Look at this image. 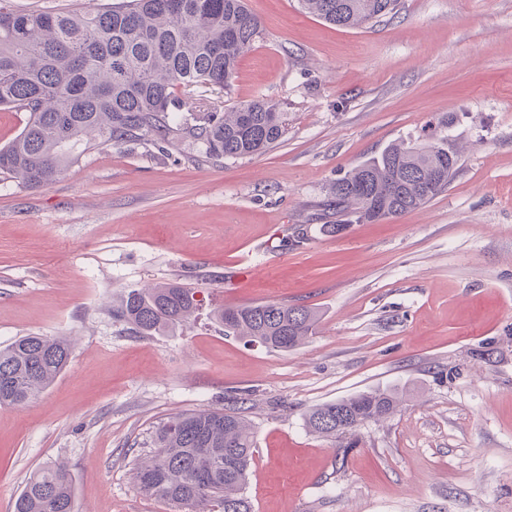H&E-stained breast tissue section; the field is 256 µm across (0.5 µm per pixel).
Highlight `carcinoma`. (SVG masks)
I'll return each mask as SVG.
<instances>
[{"mask_svg":"<svg viewBox=\"0 0 512 512\" xmlns=\"http://www.w3.org/2000/svg\"><path fill=\"white\" fill-rule=\"evenodd\" d=\"M397 0H299L329 24L359 27L392 12ZM262 35L245 0H121L89 11H16L0 0V107L28 113L21 133L0 148V173L32 188L55 182L86 151L146 134L162 140L186 131L212 157L265 152L286 132L276 105L256 98L172 126L181 95L199 87L230 88L239 57ZM458 156L448 141L395 144L336 179L328 207L336 223L398 218L448 188ZM181 282L125 289L112 318L136 336L185 323L199 309ZM224 335L288 352L315 334L319 314L286 302L230 306L215 312ZM64 337L27 335L0 347V407L22 408L68 366ZM399 391L374 389L314 407L309 431L349 448L362 425L392 414ZM154 454L135 479L146 494L189 512H253L245 494L255 445L241 408L170 417L153 435ZM14 512H79L71 476L47 464L27 480Z\"/></svg>","mask_w":512,"mask_h":512,"instance_id":"cac0c4a2","label":"carcinoma"}]
</instances>
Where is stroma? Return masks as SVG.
I'll use <instances>...</instances> for the list:
<instances>
[{
  "mask_svg": "<svg viewBox=\"0 0 512 512\" xmlns=\"http://www.w3.org/2000/svg\"><path fill=\"white\" fill-rule=\"evenodd\" d=\"M247 6L263 35L230 91L195 89L182 111L277 103L273 147L209 159L193 138L149 134L45 187L0 173V346L74 342L36 399L0 408V512L49 462L79 512H177L134 479L153 431L237 402L253 512H512V0H399L360 28L297 0ZM443 137L459 149L445 192L327 232L336 178ZM171 281L198 288V318L146 337L113 319L124 289ZM267 301L315 308V335L281 352L209 317ZM390 387L396 410L352 447L305 426L320 404Z\"/></svg>",
  "mask_w": 512,
  "mask_h": 512,
  "instance_id": "35a3bbf8",
  "label": "stroma"
}]
</instances>
